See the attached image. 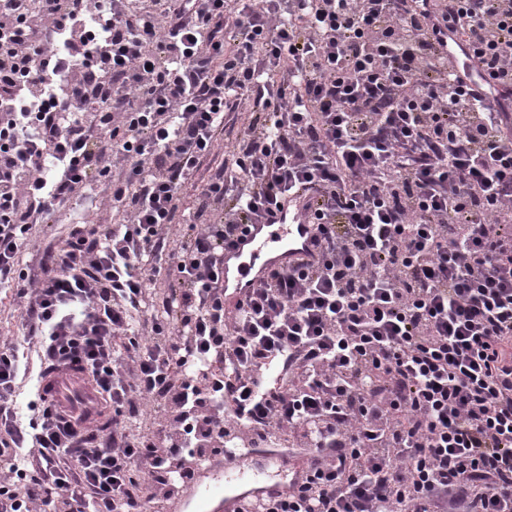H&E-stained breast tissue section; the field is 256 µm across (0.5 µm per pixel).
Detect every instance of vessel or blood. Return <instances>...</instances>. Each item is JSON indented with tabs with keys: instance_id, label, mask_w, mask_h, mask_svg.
Wrapping results in <instances>:
<instances>
[{
	"instance_id": "vessel-or-blood-1",
	"label": "vessel or blood",
	"mask_w": 512,
	"mask_h": 512,
	"mask_svg": "<svg viewBox=\"0 0 512 512\" xmlns=\"http://www.w3.org/2000/svg\"><path fill=\"white\" fill-rule=\"evenodd\" d=\"M448 57L455 72L466 74L470 84L491 87L492 79L474 61L449 45ZM318 229L308 199L291 195L261 224H251L239 234L233 248L224 253V303L233 309L245 302L254 288L286 267H304L319 257ZM287 460L263 452L256 464L241 467L237 458L225 461L212 481L198 486L201 512H241L246 501L287 491L279 481Z\"/></svg>"
}]
</instances>
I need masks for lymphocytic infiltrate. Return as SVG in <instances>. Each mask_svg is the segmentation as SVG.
Returning <instances> with one entry per match:
<instances>
[{
    "mask_svg": "<svg viewBox=\"0 0 512 512\" xmlns=\"http://www.w3.org/2000/svg\"><path fill=\"white\" fill-rule=\"evenodd\" d=\"M452 38L504 86L497 107L453 71ZM236 123L165 251L182 185ZM94 183L126 222L75 224L27 281L32 226ZM297 192L321 262L226 312L225 249ZM13 282L0 512H161L283 433L306 476L244 512H512V0H0ZM46 373L87 375L109 433L59 398L22 418L18 380ZM146 408L161 421L130 433Z\"/></svg>",
    "mask_w": 512,
    "mask_h": 512,
    "instance_id": "obj_1",
    "label": "lymphocytic infiltrate"
}]
</instances>
